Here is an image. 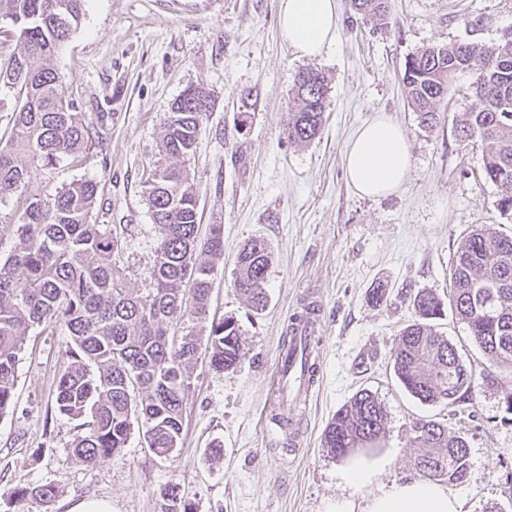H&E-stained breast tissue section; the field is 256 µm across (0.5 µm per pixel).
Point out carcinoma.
<instances>
[{
  "instance_id": "1",
  "label": "carcinoma",
  "mask_w": 512,
  "mask_h": 512,
  "mask_svg": "<svg viewBox=\"0 0 512 512\" xmlns=\"http://www.w3.org/2000/svg\"><path fill=\"white\" fill-rule=\"evenodd\" d=\"M85 0H0V20H9L21 49L0 60V89L14 92L13 124L0 143V208L10 203L32 169L83 159L89 125L73 101L59 92L61 76L41 61L53 56L78 27ZM353 19L383 27L390 0H349ZM460 73H470L478 107L455 120L462 142L487 146L481 178L500 190L499 208L512 213V33L489 47L478 41L430 46L405 58L402 82L406 103L419 124L432 130L441 104ZM325 74L313 67L293 80L286 115L288 143L307 145L321 132L328 94ZM208 111L204 88L190 86L174 101L160 127L163 160L144 182V197L158 232L148 271L149 288L127 285L119 265L127 226L95 224L92 212L99 184L80 179L47 198H25L15 224L20 246L0 261V417L12 403L16 367L27 333L42 325L63 327L70 338L68 366L57 384V411L79 421L82 434L72 452L82 462L114 458L126 447L133 424L157 456L167 458L181 439L191 370L208 358L219 370L242 357L239 326L232 318H209L212 275L224 259V229L213 224L199 235L195 177L184 166L197 149L200 123ZM272 251L253 239L237 253L232 286L254 312L268 302ZM448 303L467 324L488 365L476 375L433 320L443 301L430 290L409 295L415 319L399 333L394 369L402 386L418 400L462 406L480 386L497 388L512 422V235L486 228L471 232L450 268ZM386 413L371 392L360 390L337 411L323 432V447L341 458L376 441ZM412 444L425 449L415 471L431 481L462 483L468 475L469 445L447 423H413ZM48 504L51 484L19 491ZM164 512H189L177 487L162 491Z\"/></svg>"
}]
</instances>
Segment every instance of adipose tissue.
Instances as JSON below:
<instances>
[{
  "mask_svg": "<svg viewBox=\"0 0 512 512\" xmlns=\"http://www.w3.org/2000/svg\"><path fill=\"white\" fill-rule=\"evenodd\" d=\"M338 0H281L279 29L283 39L302 57L315 58L336 40ZM349 182L367 197L388 195L406 180L411 150L402 128L379 116L364 124L345 158ZM390 452L353 451L341 461V478L352 494L329 505L327 512H464L462 499L448 486L410 476L384 481L392 469ZM364 493L363 504L353 496Z\"/></svg>",
  "mask_w": 512,
  "mask_h": 512,
  "instance_id": "1",
  "label": "adipose tissue"
}]
</instances>
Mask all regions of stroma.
I'll return each mask as SVG.
<instances>
[{
	"mask_svg": "<svg viewBox=\"0 0 512 512\" xmlns=\"http://www.w3.org/2000/svg\"><path fill=\"white\" fill-rule=\"evenodd\" d=\"M279 3L85 0L78 28L48 59L62 78V95L94 126L91 160L32 171L0 211V256L19 245L14 225L27 196L93 178L100 196L92 220L127 225L121 262L129 287L144 289L157 231L143 182L159 158L160 125L172 103L188 86L203 87L210 109L187 167L201 226L224 227L210 314L237 319L244 355L227 371L204 360L194 368L172 457L152 453L137 428L120 456L88 464L72 454L76 421L55 406L68 336L58 327L31 330L13 403L0 418V512H66L89 497L111 500L112 512H162L161 492L170 483L189 512H325L349 490L321 436L363 388L387 411L378 446L395 456L391 476L415 473L413 423L444 421L469 443L468 476L449 485L466 512H512V423L500 421L496 389L479 388L472 412L453 415L411 396L391 357L400 329L414 318L409 294L427 288L447 295L451 262L473 229L512 232L498 187L475 176L484 144L459 142L453 132L454 117L476 104L470 75L455 78L444 117L429 131L405 103L404 59L435 44L499 43L512 29V0H393L384 29L351 22L348 0H339L336 43L311 60L281 39ZM310 65L328 78L329 105L320 135L295 146L283 125L294 75ZM244 112L249 120L241 131ZM382 114L404 129L412 167L391 195L363 198L346 179L345 150L361 125ZM255 237L273 251L268 305L259 314L232 286L235 255ZM379 285L389 297L375 306L368 295ZM312 301L322 323L319 370L305 402L282 413L298 442L292 452L266 428L269 382L291 314ZM435 327L465 364L483 369L484 353L452 311ZM41 484L58 491L51 509L19 495Z\"/></svg>",
	"mask_w": 512,
	"mask_h": 512,
	"instance_id": "stroma-1",
	"label": "stroma"
}]
</instances>
